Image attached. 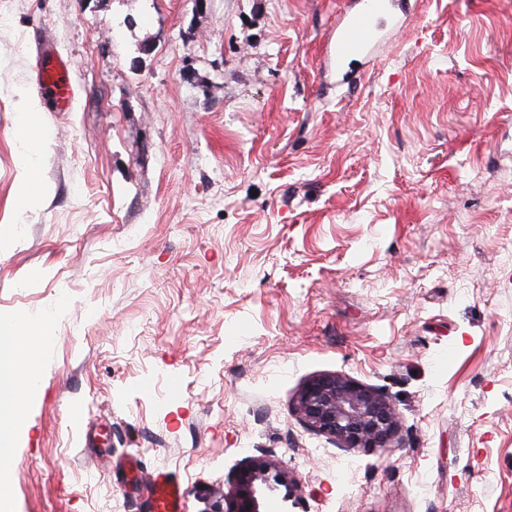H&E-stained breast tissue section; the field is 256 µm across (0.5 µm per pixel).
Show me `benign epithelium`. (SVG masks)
<instances>
[{
    "label": "benign epithelium",
    "instance_id": "7a95c632",
    "mask_svg": "<svg viewBox=\"0 0 512 512\" xmlns=\"http://www.w3.org/2000/svg\"><path fill=\"white\" fill-rule=\"evenodd\" d=\"M294 412L308 429L339 448L386 450L398 436L399 414L390 397L341 374L323 373L309 379L296 396ZM290 485L287 470L272 460L254 459L235 472L224 508L215 512H286Z\"/></svg>",
    "mask_w": 512,
    "mask_h": 512
}]
</instances>
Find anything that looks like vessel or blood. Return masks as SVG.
<instances>
[{
  "label": "vessel or blood",
  "mask_w": 512,
  "mask_h": 512,
  "mask_svg": "<svg viewBox=\"0 0 512 512\" xmlns=\"http://www.w3.org/2000/svg\"><path fill=\"white\" fill-rule=\"evenodd\" d=\"M409 0H347L332 27L324 49V62L335 66L342 83L350 81V65L372 59L385 44L389 31L407 22ZM71 64L61 56L46 52L35 67V81L41 95L55 109L67 111L73 102ZM152 512H183L184 493L180 484L165 471L148 475Z\"/></svg>",
  "instance_id": "obj_1"
}]
</instances>
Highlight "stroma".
Here are the masks:
<instances>
[{
	"instance_id": "35a3bbf8",
	"label": "stroma",
	"mask_w": 512,
	"mask_h": 512,
	"mask_svg": "<svg viewBox=\"0 0 512 512\" xmlns=\"http://www.w3.org/2000/svg\"><path fill=\"white\" fill-rule=\"evenodd\" d=\"M344 4L0 0V316H52L9 512H149L129 455L187 512L258 457L295 512H512V0H419L351 91ZM45 38L76 95L20 215ZM334 372L395 402L389 451L295 416ZM40 108L37 102L26 101L21 113L17 139L24 148L21 185L13 201L18 214L28 210L29 202L39 187V156L42 150L40 142L38 115Z\"/></svg>"
}]
</instances>
